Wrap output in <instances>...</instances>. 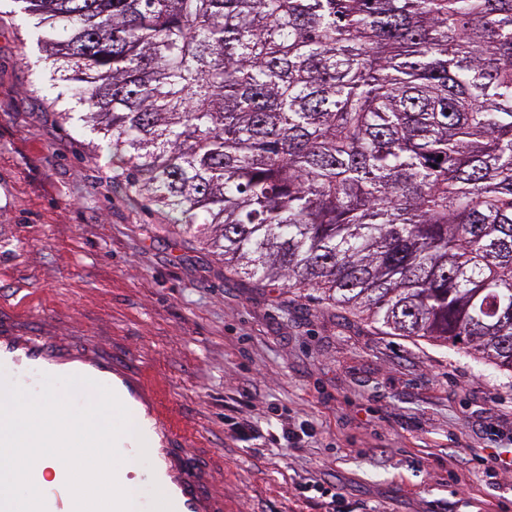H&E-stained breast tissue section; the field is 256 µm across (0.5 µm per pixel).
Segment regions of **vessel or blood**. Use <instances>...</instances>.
<instances>
[{
    "instance_id": "obj_1",
    "label": "vessel or blood",
    "mask_w": 512,
    "mask_h": 512,
    "mask_svg": "<svg viewBox=\"0 0 512 512\" xmlns=\"http://www.w3.org/2000/svg\"><path fill=\"white\" fill-rule=\"evenodd\" d=\"M0 371L13 381L23 373L82 375L117 394L141 433L137 440L121 438L119 451L131 459L147 458L142 479L151 497L137 500V512H228L213 467L202 461L200 449L186 444L195 424L176 409L147 364L94 344L47 335L29 312L16 306L0 310ZM49 463L58 474L55 481H43L40 466L31 472L46 512H74L65 465L55 457Z\"/></svg>"
}]
</instances>
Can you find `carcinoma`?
<instances>
[{
  "instance_id": "cac0c4a2",
  "label": "carcinoma",
  "mask_w": 512,
  "mask_h": 512,
  "mask_svg": "<svg viewBox=\"0 0 512 512\" xmlns=\"http://www.w3.org/2000/svg\"><path fill=\"white\" fill-rule=\"evenodd\" d=\"M224 268L512 372V0H12Z\"/></svg>"
}]
</instances>
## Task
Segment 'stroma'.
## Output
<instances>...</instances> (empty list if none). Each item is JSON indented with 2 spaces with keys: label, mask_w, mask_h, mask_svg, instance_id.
Instances as JSON below:
<instances>
[{
  "label": "stroma",
  "mask_w": 512,
  "mask_h": 512,
  "mask_svg": "<svg viewBox=\"0 0 512 512\" xmlns=\"http://www.w3.org/2000/svg\"><path fill=\"white\" fill-rule=\"evenodd\" d=\"M48 77L0 0V301L150 365L234 512H512V475L484 464L512 449V373L228 272L115 185Z\"/></svg>",
  "instance_id": "obj_1"
}]
</instances>
